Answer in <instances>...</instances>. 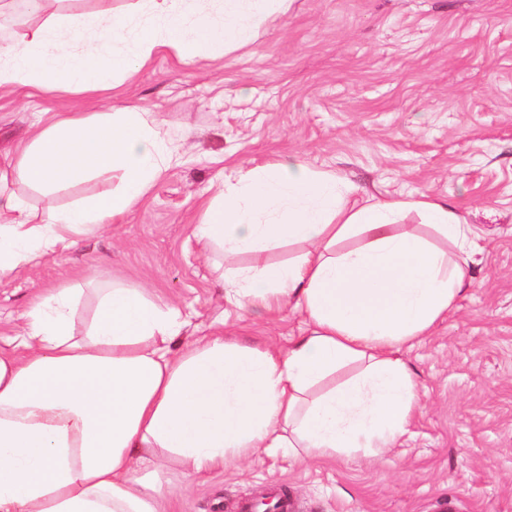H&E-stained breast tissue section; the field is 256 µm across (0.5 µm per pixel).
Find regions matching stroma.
Listing matches in <instances>:
<instances>
[{
    "mask_svg": "<svg viewBox=\"0 0 512 512\" xmlns=\"http://www.w3.org/2000/svg\"><path fill=\"white\" fill-rule=\"evenodd\" d=\"M136 103L179 158L146 197L62 255L0 275V348L29 306L70 284L151 289L187 325L175 348L223 330L287 350L302 318L229 304L225 264L285 261L297 246L225 260L191 233L219 185L262 164L336 172L358 196L445 197L474 230L473 284L398 353L420 410L378 456L320 462L259 451L193 480L163 462L175 512H239L287 493L291 512H512V0H292L245 47L182 61L159 50L106 90H0V162L54 112ZM104 174L53 193L13 191L44 213L112 190Z\"/></svg>",
    "mask_w": 512,
    "mask_h": 512,
    "instance_id": "obj_1",
    "label": "stroma"
}]
</instances>
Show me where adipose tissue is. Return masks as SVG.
I'll return each instance as SVG.
<instances>
[{
    "instance_id": "1",
    "label": "adipose tissue",
    "mask_w": 512,
    "mask_h": 512,
    "mask_svg": "<svg viewBox=\"0 0 512 512\" xmlns=\"http://www.w3.org/2000/svg\"><path fill=\"white\" fill-rule=\"evenodd\" d=\"M48 2L28 0L36 23L0 29V89L95 90L162 48L199 62L252 42L286 0H223L214 12L200 0H141V24L127 14L106 23L55 14ZM131 30V56L103 61L73 47ZM172 160L155 121L134 107L38 129L0 166V274L68 251L129 212ZM106 172L118 178L112 193L43 218L9 189L18 180L53 190ZM355 192L300 162L259 165L210 199L192 229L228 257L300 245L287 263L222 275L230 302L301 313L288 350L243 347L218 332L173 352L181 313L143 288L65 285L40 297L20 347L0 349V512H172L156 473L163 452L199 477L260 449L318 461L389 447L419 408L398 352L428 335L470 285L473 230L444 198L359 202ZM411 212L452 250L398 230ZM89 296L94 311L79 332L75 316ZM355 361L365 364L359 376L318 394Z\"/></svg>"
}]
</instances>
